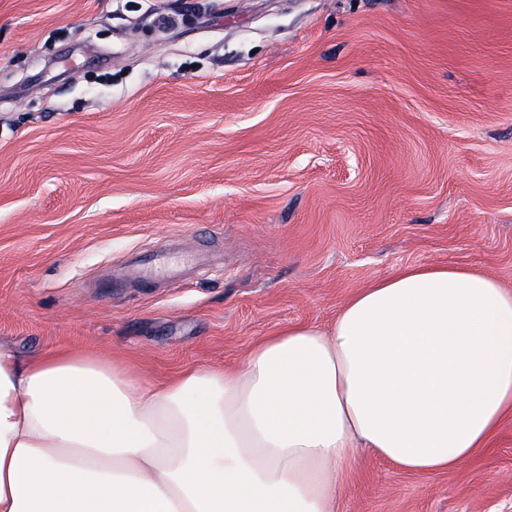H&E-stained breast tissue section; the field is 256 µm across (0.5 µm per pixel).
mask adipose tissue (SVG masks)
Masks as SVG:
<instances>
[{"label": "adipose tissue", "instance_id": "adipose-tissue-1", "mask_svg": "<svg viewBox=\"0 0 512 512\" xmlns=\"http://www.w3.org/2000/svg\"><path fill=\"white\" fill-rule=\"evenodd\" d=\"M510 413L512 290L452 265L404 268L330 331L286 327L242 367L163 385L0 343V512H336L356 448L444 472Z\"/></svg>", "mask_w": 512, "mask_h": 512}]
</instances>
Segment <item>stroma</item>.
Instances as JSON below:
<instances>
[{
  "label": "stroma",
  "mask_w": 512,
  "mask_h": 512,
  "mask_svg": "<svg viewBox=\"0 0 512 512\" xmlns=\"http://www.w3.org/2000/svg\"><path fill=\"white\" fill-rule=\"evenodd\" d=\"M448 264L512 289V0H0L1 343L165 383ZM337 512H512V417Z\"/></svg>",
  "instance_id": "obj_1"
}]
</instances>
